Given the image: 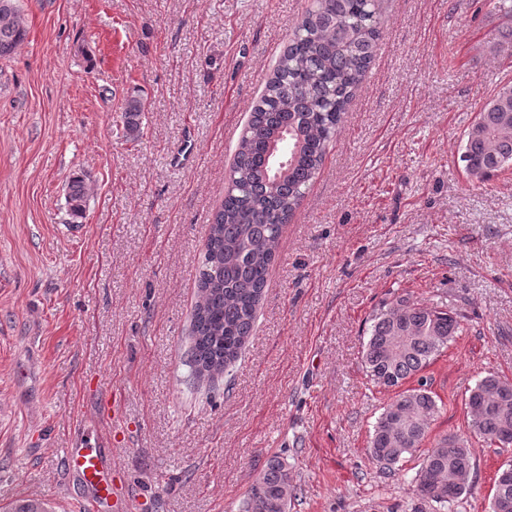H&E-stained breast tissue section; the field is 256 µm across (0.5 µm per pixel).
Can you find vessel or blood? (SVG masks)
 <instances>
[{
	"instance_id": "b4317fda",
	"label": "vessel or blood",
	"mask_w": 512,
	"mask_h": 512,
	"mask_svg": "<svg viewBox=\"0 0 512 512\" xmlns=\"http://www.w3.org/2000/svg\"><path fill=\"white\" fill-rule=\"evenodd\" d=\"M65 456L69 473L93 491L88 499L73 504V512H96L107 501L128 505L130 494L116 483L102 449L80 445L66 449Z\"/></svg>"
}]
</instances>
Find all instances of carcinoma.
Wrapping results in <instances>:
<instances>
[{"label":"carcinoma","mask_w":512,"mask_h":512,"mask_svg":"<svg viewBox=\"0 0 512 512\" xmlns=\"http://www.w3.org/2000/svg\"><path fill=\"white\" fill-rule=\"evenodd\" d=\"M375 0H314L288 37L272 76L253 106L237 145L198 265L200 300L190 329L194 370L228 375L252 336L282 227L300 207L323 166L347 107L374 57L380 35ZM27 36L16 0H0V58ZM127 130L136 134L144 103L126 99ZM460 160L470 180L486 183L512 168V84L500 87L464 131ZM87 187L73 178L71 211L83 212ZM364 366L374 385L398 394L373 425L371 458L392 470L419 454L418 496L451 512L470 491L475 469L471 439L500 445L512 439V380L489 373L465 398L466 436H446L424 447L439 413L426 381L401 389L463 330L461 316L398 296L371 318ZM297 487L288 464L267 460L239 505V512H288ZM491 512H512V466L498 473Z\"/></svg>","instance_id":"obj_1"}]
</instances>
